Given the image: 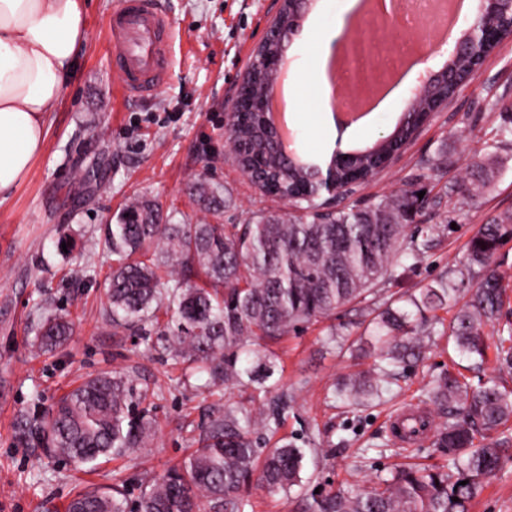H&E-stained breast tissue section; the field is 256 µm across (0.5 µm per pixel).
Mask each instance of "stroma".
<instances>
[{
	"instance_id": "1",
	"label": "stroma",
	"mask_w": 512,
	"mask_h": 512,
	"mask_svg": "<svg viewBox=\"0 0 512 512\" xmlns=\"http://www.w3.org/2000/svg\"><path fill=\"white\" fill-rule=\"evenodd\" d=\"M119 0H87L86 38L65 90L49 115V135L28 177L0 201V512H66L68 503L91 488L122 487L136 500L146 483L190 457L205 436L213 411L248 404L249 388L206 387V377L173 360L160 344H144L102 319L103 282L113 264L104 244L108 225L135 197L156 201L172 224H240L255 212L283 215L286 201L255 188L229 154L224 137L225 103L237 91L249 57L276 16L279 0H154L167 18L172 40L165 82L146 97L130 99L112 68L107 24ZM355 0H316L288 49L290 80L315 79L320 56L315 36L339 34ZM409 73L393 90L388 107L336 134L328 127L311 90L292 108L297 149L311 161L329 160L335 147L351 149L387 135L401 116L416 83ZM512 105V38L503 41L481 69L477 82L462 86L436 119L423 126L402 155L354 195L364 203L390 194L406 180L425 176L431 204L422 219L454 220L443 241L417 265L394 267L389 292L416 291L462 265L467 243L489 218L512 212V148L502 150L490 193L479 209L457 208L445 186L462 176L483 150L502 114L486 104ZM442 155L445 169L424 172L427 160ZM97 166L106 190L79 176ZM207 176L224 188V207L213 213L197 205L191 187ZM70 246L61 249L60 236ZM90 260L82 281L70 269ZM71 315V339L52 352L37 350L34 328L41 308ZM361 311L335 318L271 343L278 357L273 376L287 391L290 407L276 433L261 431L267 446L295 440L307 450L303 484L290 492L251 488L245 512H311L316 490L341 486L363 491L397 467L441 465L444 453L424 441L402 450L388 426L400 411L422 402V386L442 368L465 370L442 324H435L424 359L401 371L384 403L351 407L331 389L345 376L366 371L374 360L353 345L363 331ZM337 330L350 352L326 343ZM120 371L138 387L161 389L153 415L156 433L149 447L122 458L100 459L76 470L47 458L24 432L41 408L79 386L91 374ZM469 512H512V462L472 501Z\"/></svg>"
}]
</instances>
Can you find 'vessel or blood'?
Returning <instances> with one entry per match:
<instances>
[{
	"label": "vessel or blood",
	"mask_w": 512,
	"mask_h": 512,
	"mask_svg": "<svg viewBox=\"0 0 512 512\" xmlns=\"http://www.w3.org/2000/svg\"><path fill=\"white\" fill-rule=\"evenodd\" d=\"M108 38L125 96L150 95L166 79L169 26L151 0H122L108 22Z\"/></svg>",
	"instance_id": "1"
}]
</instances>
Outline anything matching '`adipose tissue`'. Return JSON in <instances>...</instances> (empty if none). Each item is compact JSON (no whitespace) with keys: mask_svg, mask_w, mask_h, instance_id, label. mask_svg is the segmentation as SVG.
<instances>
[{"mask_svg":"<svg viewBox=\"0 0 512 512\" xmlns=\"http://www.w3.org/2000/svg\"><path fill=\"white\" fill-rule=\"evenodd\" d=\"M85 0H0V197L43 151L86 35Z\"/></svg>","mask_w":512,"mask_h":512,"instance_id":"ef3b65f1","label":"adipose tissue"}]
</instances>
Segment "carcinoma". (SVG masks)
<instances>
[{"mask_svg":"<svg viewBox=\"0 0 512 512\" xmlns=\"http://www.w3.org/2000/svg\"><path fill=\"white\" fill-rule=\"evenodd\" d=\"M485 38L450 60L447 73L407 101L394 130L373 145L355 150L350 164L336 161V187L366 185L400 152L418 124L430 119L460 83L492 52L508 26L500 12L472 17ZM278 54L271 39L248 64L245 93L256 97L276 78L265 58ZM512 143V120L499 125L488 158L473 163L449 188L468 205L491 186L493 154ZM234 152L243 166L263 170L275 196L288 197L296 214L288 219L254 213L243 224H164L158 205L132 201L107 228L105 243L115 265L104 282L105 319L112 327L162 341L171 358L200 365L210 386L246 385L260 412L244 405L212 414L205 445L171 467L131 504L119 488L86 491L68 512H244V492L256 483L291 491L302 485L305 450L293 442L264 452L250 437L257 425L270 432L288 410V394H272L273 358L257 349L339 311L359 306L369 322L375 368L357 372L337 386L351 404L370 406L388 390L393 371L422 360L425 313L454 311L448 339L473 366L487 358L485 328L499 321L506 288L489 270L499 248L512 239V213L481 225L467 248L462 268L406 297L387 295L391 268L419 263L440 242L437 224L416 225L425 199L414 182L360 206L325 209L314 195L307 168L271 156L260 114H246ZM223 187L206 178L192 185L195 201L209 209L222 203ZM66 315L43 312L35 327L39 348L50 351L72 336ZM512 323L497 329L495 374L478 385L447 369L424 387L436 405L456 414L433 428V446L448 455V466L398 468L363 492L338 490L315 501L314 512H467L486 479L512 460V438L499 429L512 422ZM120 372L99 373L56 401L31 433L48 455L82 468L101 457H120L148 446L155 421L148 395Z\"/></svg>","mask_w":512,"mask_h":512,"instance_id":"cac0c4a2","label":"carcinoma"}]
</instances>
